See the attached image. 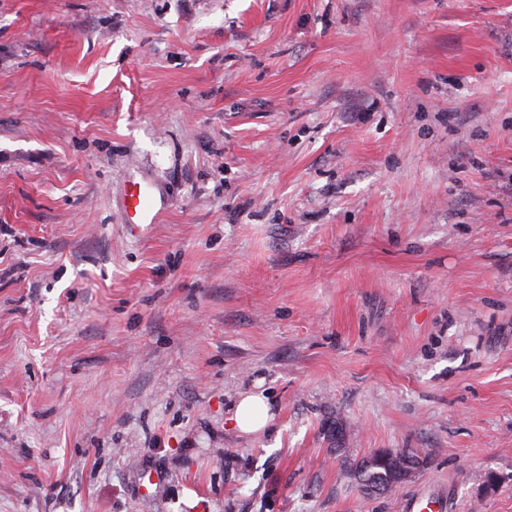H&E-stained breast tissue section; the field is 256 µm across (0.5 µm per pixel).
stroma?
<instances>
[{"mask_svg":"<svg viewBox=\"0 0 512 512\" xmlns=\"http://www.w3.org/2000/svg\"><path fill=\"white\" fill-rule=\"evenodd\" d=\"M431 489L512 512V0H0V512ZM129 192L123 203L127 215V224H157L159 215L171 204L157 195L155 186L146 180L130 177ZM270 419L269 403L264 393H243L236 404L233 420L240 433L261 432ZM382 454L392 455L386 459ZM412 457L403 452L374 453L360 461L354 470V478L365 493L370 494L369 487L373 486H382L384 490L388 487V491H392L400 484L395 481L396 473L409 464H414Z\"/></svg>","mask_w":512,"mask_h":512,"instance_id":"obj_1","label":"stroma"}]
</instances>
